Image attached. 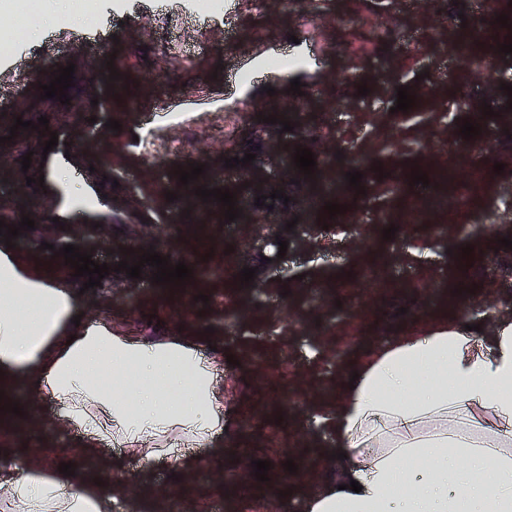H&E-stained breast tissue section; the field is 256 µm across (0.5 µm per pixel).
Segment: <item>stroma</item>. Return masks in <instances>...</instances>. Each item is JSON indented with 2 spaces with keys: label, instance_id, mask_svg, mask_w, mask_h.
Returning a JSON list of instances; mask_svg holds the SVG:
<instances>
[{
  "label": "stroma",
  "instance_id": "stroma-1",
  "mask_svg": "<svg viewBox=\"0 0 512 512\" xmlns=\"http://www.w3.org/2000/svg\"><path fill=\"white\" fill-rule=\"evenodd\" d=\"M246 0H216L202 14L195 0H124L111 8L96 0L97 24H76L71 13L58 14L47 34L31 36L23 47H10V71L0 72V198L11 207L13 223L22 216L36 226L15 240L20 256H35L39 269L54 275L52 250L42 248L38 225L52 221V206L39 186L41 147L37 130L26 129L25 142L9 137L15 118L35 121L47 117L50 131L67 130L68 143L82 173L71 176L74 193L88 182L101 189V207L72 217L75 246L90 236V225L109 227L123 238V225L112 216L126 188L172 180L178 169L204 165L215 183L241 169L224 165V133L236 128L248 135L251 118L280 111L293 80H300L299 111L293 128L334 126L337 147L353 155L367 151L374 127L386 128L402 141L405 161H423L441 153L436 129L449 117H460L462 92L482 96L475 77H464L443 41L459 19L482 20L493 26L480 0H464L462 18L448 15V0H302L299 10L282 0H260L247 10ZM383 16L395 23L402 37L398 68L381 77L366 72L346 47L351 14ZM283 54L301 56L300 70H256L259 59ZM74 65V84L61 104L42 95L59 67ZM131 72L140 92L137 110L116 103L111 72ZM372 88L367 113L329 111L330 101L356 100L360 85ZM408 86L429 94L425 110L391 114L397 90ZM119 121L120 130L108 128ZM30 167H22L23 155ZM121 157L123 178L112 182L114 157ZM389 201L363 194L354 205L356 224L323 227L301 203L294 228L296 244L280 251L274 236L246 240L238 222L225 221L217 211L187 214L152 199L150 232L175 240L179 253L205 241L213 263L237 266L259 255L267 263L260 282L238 288H213L201 283L189 295L161 287L149 276L132 278L112 292L111 277L100 286L84 288L86 320L115 319L135 336H162L179 330L191 336L200 354L234 356L219 378L224 395L226 430L212 447L189 449L186 462H140L119 445L89 450L78 432L61 423L56 407L35 399L24 387L12 391L23 408L11 420L0 418V447L22 457L33 449L45 451L54 465L73 464L84 481L100 480L103 489L124 498L131 512H261L268 482L233 481L239 468L254 460L270 461L268 481H281V512H298L305 493L314 488L310 474H322V449L330 447L327 429L315 427V413L335 409L347 372L366 360L378 343L433 322L460 316L490 331L492 324L480 306L489 296L481 280L512 265V250L499 247L500 232H479L488 217L472 214L468 223L435 234L423 223L410 234L383 239L375 218ZM480 247L486 258L470 279L457 272L461 250ZM372 266L380 275L377 287L361 282L344 285L341 271ZM234 301L240 318L224 327V302ZM335 343L339 367L324 361L319 337ZM298 463L296 472L286 461Z\"/></svg>",
  "mask_w": 512,
  "mask_h": 512
}]
</instances>
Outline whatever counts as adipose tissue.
<instances>
[{
  "label": "adipose tissue",
  "mask_w": 512,
  "mask_h": 512,
  "mask_svg": "<svg viewBox=\"0 0 512 512\" xmlns=\"http://www.w3.org/2000/svg\"><path fill=\"white\" fill-rule=\"evenodd\" d=\"M82 297L0 242V384L56 404L89 447L142 460L209 446L224 429L221 362L185 336L153 342L106 321L74 326ZM329 419L335 462L304 512H512V319L462 322L381 343ZM358 481L361 492L349 490ZM91 483L55 477L34 452L0 454V512H115Z\"/></svg>",
  "instance_id": "1"
}]
</instances>
